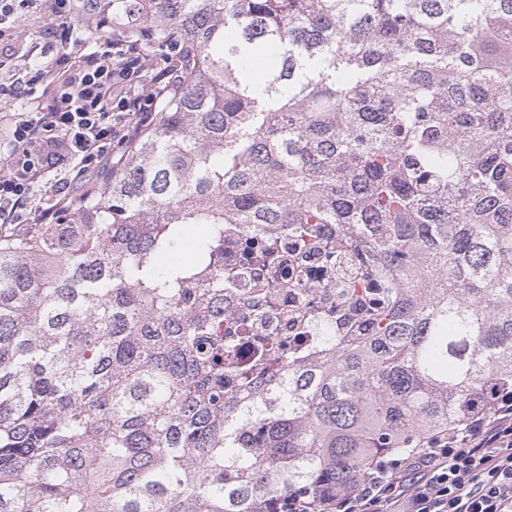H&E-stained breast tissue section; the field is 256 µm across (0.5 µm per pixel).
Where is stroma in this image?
I'll list each match as a JSON object with an SVG mask.
<instances>
[{
	"instance_id": "obj_1",
	"label": "stroma",
	"mask_w": 512,
	"mask_h": 512,
	"mask_svg": "<svg viewBox=\"0 0 512 512\" xmlns=\"http://www.w3.org/2000/svg\"><path fill=\"white\" fill-rule=\"evenodd\" d=\"M101 13L78 9L71 18L75 27L73 40L44 51V37L56 17L52 0H37L32 9H19L0 24V152L7 151L5 133L18 113L27 104L25 96L16 92L30 70L42 69L49 86L41 93V106L52 102L53 88L60 86L67 75L69 63L77 61L88 45L105 44L115 38L127 23L123 12H116L110 23H102Z\"/></svg>"
}]
</instances>
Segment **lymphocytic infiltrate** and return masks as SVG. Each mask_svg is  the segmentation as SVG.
I'll list each match as a JSON object with an SVG mask.
<instances>
[{
	"label": "lymphocytic infiltrate",
	"mask_w": 512,
	"mask_h": 512,
	"mask_svg": "<svg viewBox=\"0 0 512 512\" xmlns=\"http://www.w3.org/2000/svg\"><path fill=\"white\" fill-rule=\"evenodd\" d=\"M152 73L136 40L116 35L87 56L45 110L17 118L11 150L0 159V222L24 223L23 202L45 174L72 166L77 176L114 146L155 123L180 65L168 45ZM327 512H512V387L499 386L448 431L388 457L328 500Z\"/></svg>",
	"instance_id": "f902f5d3"
}]
</instances>
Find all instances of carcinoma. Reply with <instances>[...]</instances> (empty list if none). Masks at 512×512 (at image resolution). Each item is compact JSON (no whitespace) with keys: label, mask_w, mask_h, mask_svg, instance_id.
<instances>
[{"label":"carcinoma","mask_w":512,"mask_h":512,"mask_svg":"<svg viewBox=\"0 0 512 512\" xmlns=\"http://www.w3.org/2000/svg\"><path fill=\"white\" fill-rule=\"evenodd\" d=\"M149 2L159 119L0 229V512H322L512 383V0ZM228 224L255 264L295 225L336 289L269 374L218 334Z\"/></svg>","instance_id":"cac0c4a2"}]
</instances>
